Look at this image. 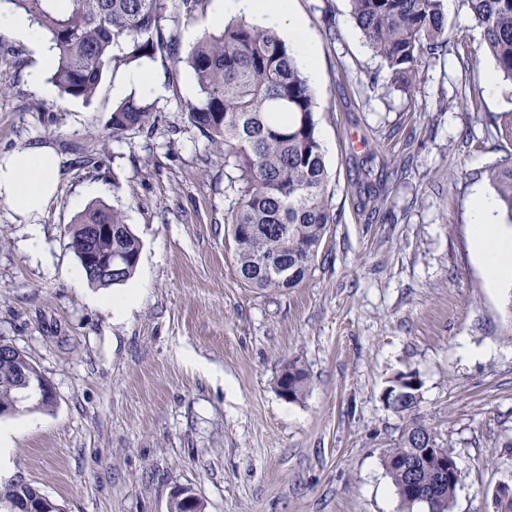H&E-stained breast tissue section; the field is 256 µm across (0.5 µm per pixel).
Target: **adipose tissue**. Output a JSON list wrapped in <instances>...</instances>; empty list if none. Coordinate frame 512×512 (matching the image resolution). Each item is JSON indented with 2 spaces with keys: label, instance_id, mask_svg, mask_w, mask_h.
<instances>
[{
  "label": "adipose tissue",
  "instance_id": "obj_1",
  "mask_svg": "<svg viewBox=\"0 0 512 512\" xmlns=\"http://www.w3.org/2000/svg\"><path fill=\"white\" fill-rule=\"evenodd\" d=\"M225 9L288 38L299 73L314 80L315 45L303 19L289 0H225ZM61 166L51 148L36 146L0 161V200L24 214L43 211L53 198ZM499 204L493 195L480 192L474 198L472 246L488 287L512 281V232L498 222Z\"/></svg>",
  "mask_w": 512,
  "mask_h": 512
}]
</instances>
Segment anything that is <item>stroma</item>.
<instances>
[{"instance_id":"obj_1","label":"stroma","mask_w":512,"mask_h":512,"mask_svg":"<svg viewBox=\"0 0 512 512\" xmlns=\"http://www.w3.org/2000/svg\"><path fill=\"white\" fill-rule=\"evenodd\" d=\"M316 44L318 132L337 216L307 280L243 285L224 222V162L192 126L196 81L164 52L142 59L158 121L113 136L122 71L88 101L62 95L33 44L0 34V159L36 145L64 158L36 218L0 201V338L56 391L16 426L12 473L64 512H167L192 489L205 512H402L381 463L408 423L386 403L417 371L416 414L461 472L454 512H493L512 480V288H487L471 244L477 190L512 154L495 125L512 83L485 90L486 56L449 48L410 92L366 45L348 0H291ZM164 18L188 52L223 11ZM338 37H330L328 24ZM481 102L472 111L471 99ZM119 209L142 243L140 304L122 321L81 283L69 227L91 204ZM494 347L464 358L462 343ZM302 398L276 390L284 366ZM308 375L304 368L296 362L288 363L276 380L277 391L281 392L283 386L288 384L291 398L288 399V391L283 390L281 397L289 401H296L304 394L307 387Z\"/></svg>"}]
</instances>
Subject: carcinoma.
<instances>
[{"instance_id": "1", "label": "carcinoma", "mask_w": 512, "mask_h": 512, "mask_svg": "<svg viewBox=\"0 0 512 512\" xmlns=\"http://www.w3.org/2000/svg\"><path fill=\"white\" fill-rule=\"evenodd\" d=\"M55 49L50 80L68 97L91 99L112 69L150 58L164 49L188 66L197 84L186 105L187 117L210 143L224 151V223L234 241L235 271L249 288L286 292L300 287L328 226L337 223L326 196L327 172L318 138L316 102L308 81L296 69L287 43L273 30L245 20L204 34L180 56L175 33L164 34L161 20L168 3L191 18L203 0H8ZM356 25L384 63L393 82L409 87L420 81L428 60L445 51L452 34L445 24V0H350ZM470 20L483 31V50L496 71L512 81V0H464ZM155 112L132 96L112 109V136L154 127ZM488 179L512 222V157L491 168ZM110 224L113 244L128 260L112 275L87 277L99 288L128 281L141 253V241L121 211L99 203L71 225L70 247H87L84 226ZM13 353L0 352V404L18 401ZM414 371L394 377L388 405L411 417L398 444L383 452L382 464L403 512L421 504L411 485L432 501L431 512H453L461 476L448 477L436 459L424 456L435 441L414 417L420 380ZM308 375L295 362L276 380L288 386L291 400L304 394ZM35 487L23 481L0 484V502L32 500Z\"/></svg>"}]
</instances>
